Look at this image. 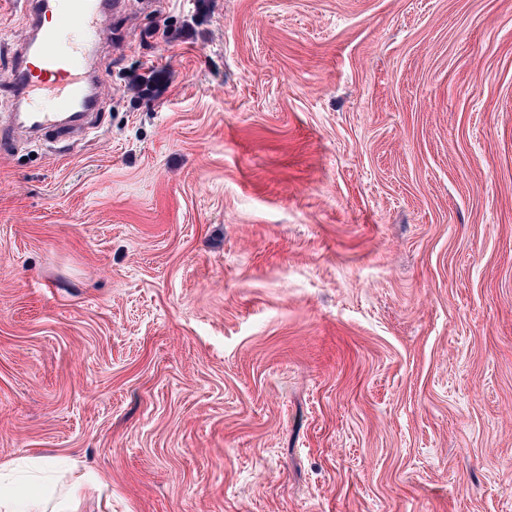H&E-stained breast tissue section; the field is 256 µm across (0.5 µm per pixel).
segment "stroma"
Returning a JSON list of instances; mask_svg holds the SVG:
<instances>
[{
  "mask_svg": "<svg viewBox=\"0 0 512 512\" xmlns=\"http://www.w3.org/2000/svg\"><path fill=\"white\" fill-rule=\"evenodd\" d=\"M84 137L0 147V466L80 512H512V0H136ZM26 37L0 0V73Z\"/></svg>",
  "mask_w": 512,
  "mask_h": 512,
  "instance_id": "35a3bbf8",
  "label": "stroma"
}]
</instances>
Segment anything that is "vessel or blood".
<instances>
[{
	"label": "vessel or blood",
	"instance_id": "vessel-or-blood-1",
	"mask_svg": "<svg viewBox=\"0 0 512 512\" xmlns=\"http://www.w3.org/2000/svg\"><path fill=\"white\" fill-rule=\"evenodd\" d=\"M126 6V0H23L31 36L7 76L13 103L0 114V140H14L22 132L37 137L85 132L83 117L103 104L85 48L104 37L106 16Z\"/></svg>",
	"mask_w": 512,
	"mask_h": 512
}]
</instances>
